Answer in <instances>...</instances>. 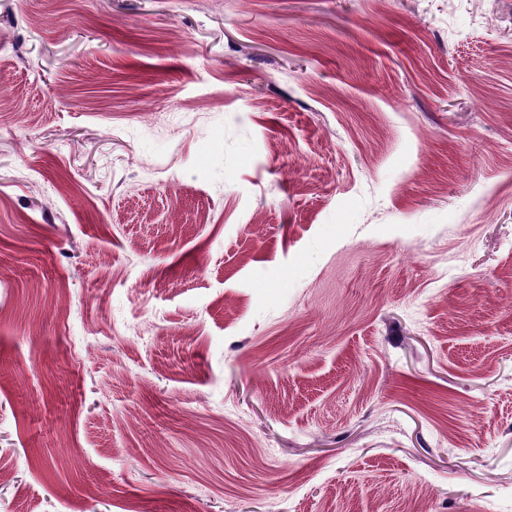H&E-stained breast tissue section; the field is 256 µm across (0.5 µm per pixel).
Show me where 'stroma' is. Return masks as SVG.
<instances>
[{"mask_svg": "<svg viewBox=\"0 0 512 512\" xmlns=\"http://www.w3.org/2000/svg\"><path fill=\"white\" fill-rule=\"evenodd\" d=\"M0 512H512V0H0Z\"/></svg>", "mask_w": 512, "mask_h": 512, "instance_id": "stroma-1", "label": "stroma"}]
</instances>
